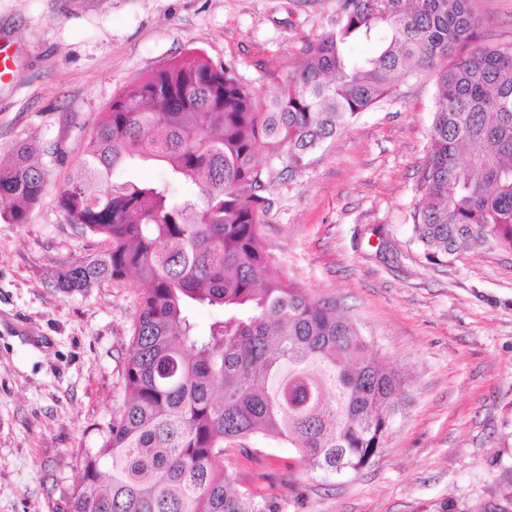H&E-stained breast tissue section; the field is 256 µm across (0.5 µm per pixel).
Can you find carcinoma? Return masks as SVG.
<instances>
[{
  "mask_svg": "<svg viewBox=\"0 0 512 512\" xmlns=\"http://www.w3.org/2000/svg\"><path fill=\"white\" fill-rule=\"evenodd\" d=\"M473 0H339L331 31L294 74L263 86L191 53L101 113L58 192L67 223L106 249L57 287L139 291L124 396L85 455L70 512H277L224 471V444L261 436L299 467L343 475L383 447L398 382L358 327L298 283L267 277L266 175L288 171L436 67L430 153L414 238L435 262L493 238L512 249V46L479 44ZM367 42L374 51L355 56ZM156 163L164 175L129 172ZM46 189L29 148L0 163V217L25 224ZM195 307L214 311L201 329Z\"/></svg>",
  "mask_w": 512,
  "mask_h": 512,
  "instance_id": "cac0c4a2",
  "label": "carcinoma"
}]
</instances>
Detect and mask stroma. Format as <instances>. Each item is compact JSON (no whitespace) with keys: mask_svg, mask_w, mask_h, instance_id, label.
Returning a JSON list of instances; mask_svg holds the SVG:
<instances>
[{"mask_svg":"<svg viewBox=\"0 0 512 512\" xmlns=\"http://www.w3.org/2000/svg\"><path fill=\"white\" fill-rule=\"evenodd\" d=\"M338 0H0V160L33 146L47 189L24 224L0 221V512H69L86 452L124 395L138 292L66 294L60 269L101 252L57 205L99 115L187 52L245 77L296 71ZM481 42L512 44V0H475ZM433 69L313 150L275 162L260 226L273 276L336 301L401 387L382 448L356 472H303L251 437L224 468L278 512H482L512 489V250L429 260L413 237L429 151Z\"/></svg>","mask_w":512,"mask_h":512,"instance_id":"stroma-1","label":"stroma"}]
</instances>
